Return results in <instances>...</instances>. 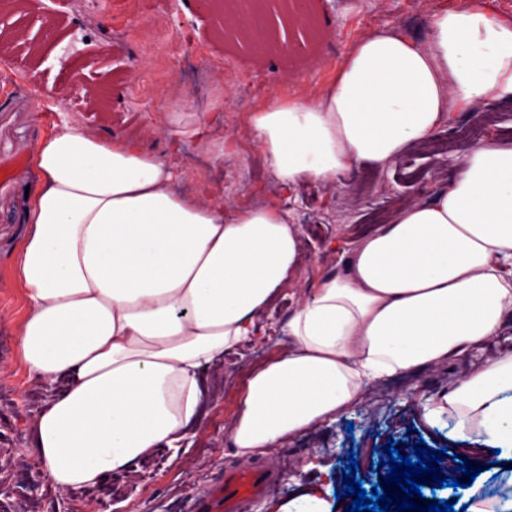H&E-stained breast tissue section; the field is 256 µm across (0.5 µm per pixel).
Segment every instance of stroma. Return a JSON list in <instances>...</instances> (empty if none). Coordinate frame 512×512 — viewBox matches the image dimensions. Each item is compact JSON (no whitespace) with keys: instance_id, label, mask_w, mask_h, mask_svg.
<instances>
[{"instance_id":"35a3bbf8","label":"stroma","mask_w":512,"mask_h":512,"mask_svg":"<svg viewBox=\"0 0 512 512\" xmlns=\"http://www.w3.org/2000/svg\"><path fill=\"white\" fill-rule=\"evenodd\" d=\"M479 2L512 22V0H309L300 20L282 0H266L269 41L261 52L240 30L172 0H28L20 14L0 8V30L18 26L41 41L50 20L55 32L38 65L22 40L0 47V512H195L197 502L223 482L225 471L241 464L226 446L224 428L239 408L249 373L285 350L286 324L298 302L297 294L281 296L258 318L255 336L204 374L211 399L195 436L179 453L158 448L137 472L122 473L120 479L56 489L45 482L34 448L33 426L46 388L17 351L16 327L29 308L10 277L13 251L27 232L25 188L35 180L28 146L67 119L159 152L164 145L153 136L152 124L167 119L171 100L188 95L196 109L180 113L183 129L216 120L236 151L223 167L210 168L201 163L202 145L185 137L181 175L211 181L242 206L287 209L300 234L298 289L303 292L333 271L337 258L327 252L328 242L350 248L369 231L368 212L431 197L447 183L470 143L459 141L445 156H418L415 180L396 161L369 169L365 184L359 183L363 172L356 167L339 176L334 189L305 183L287 192L277 186L253 142L249 114L266 101L274 75L284 77L285 93L313 91L361 36L397 28L425 45L433 12ZM48 84L56 91L54 99L37 104L35 88ZM88 87L106 100L108 114L85 107ZM464 370L457 363L373 384L353 411L257 457L273 479L269 493L244 512H271L272 504L288 501L310 484L327 486L331 512H346L341 498L346 465L357 460L358 479L363 488H372L382 478L374 465L391 441L403 444L407 456L424 441L442 453L447 476L463 461L480 468L490 449L453 440L451 422L424 417L427 399Z\"/></svg>"}]
</instances>
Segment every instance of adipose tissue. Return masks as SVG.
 Returning a JSON list of instances; mask_svg holds the SVG:
<instances>
[{
	"mask_svg": "<svg viewBox=\"0 0 512 512\" xmlns=\"http://www.w3.org/2000/svg\"><path fill=\"white\" fill-rule=\"evenodd\" d=\"M420 45L397 29L359 39L315 94L272 93L251 112L276 181L324 185L431 139L451 109L512 100V24L479 9L430 18ZM163 152L66 121L29 146V195L12 281L30 308L16 329L51 384L35 424L54 487L93 486L201 422L200 373L236 351L299 270L286 210L174 186L183 131ZM512 327V146L470 147L446 188L402 208L348 252L288 320V350L254 370L228 427L250 459L350 412L366 388L465 359ZM453 439L512 460V349L429 398Z\"/></svg>",
	"mask_w": 512,
	"mask_h": 512,
	"instance_id": "1",
	"label": "adipose tissue"
}]
</instances>
